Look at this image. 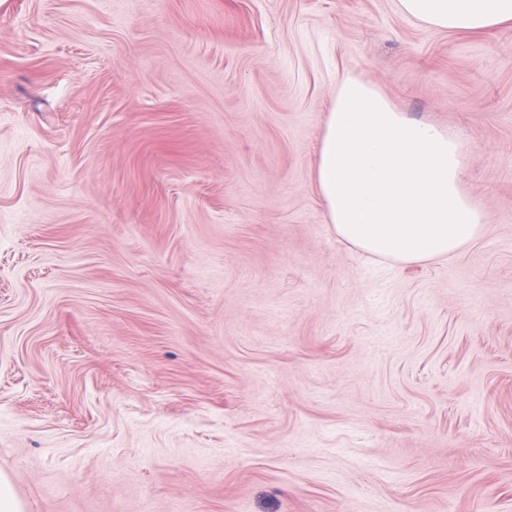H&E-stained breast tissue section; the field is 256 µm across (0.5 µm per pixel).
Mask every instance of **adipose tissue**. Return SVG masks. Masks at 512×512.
Segmentation results:
<instances>
[{
	"label": "adipose tissue",
	"instance_id": "obj_1",
	"mask_svg": "<svg viewBox=\"0 0 512 512\" xmlns=\"http://www.w3.org/2000/svg\"><path fill=\"white\" fill-rule=\"evenodd\" d=\"M426 26L475 32L512 23V0H396ZM459 141L398 111L372 84L346 75L317 146L314 183L337 238L398 265L458 256L478 240L486 210L464 190Z\"/></svg>",
	"mask_w": 512,
	"mask_h": 512
}]
</instances>
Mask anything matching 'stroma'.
I'll return each instance as SVG.
<instances>
[{"label": "stroma", "mask_w": 512, "mask_h": 512, "mask_svg": "<svg viewBox=\"0 0 512 512\" xmlns=\"http://www.w3.org/2000/svg\"><path fill=\"white\" fill-rule=\"evenodd\" d=\"M348 74L461 141L456 258L327 224ZM0 471L29 512H512V24L0 0Z\"/></svg>", "instance_id": "1"}]
</instances>
